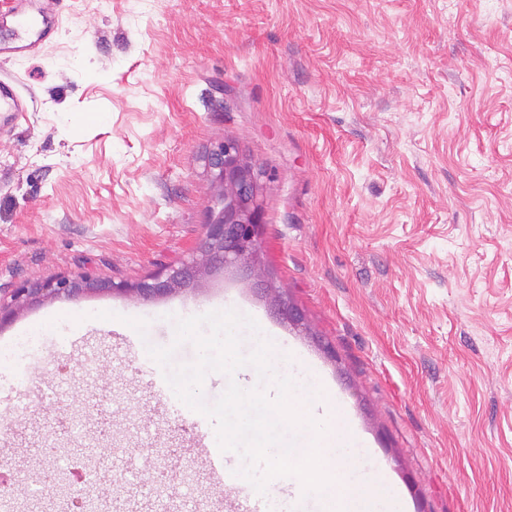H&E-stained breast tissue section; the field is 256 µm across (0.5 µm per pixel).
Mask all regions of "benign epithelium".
Listing matches in <instances>:
<instances>
[{
	"mask_svg": "<svg viewBox=\"0 0 512 512\" xmlns=\"http://www.w3.org/2000/svg\"><path fill=\"white\" fill-rule=\"evenodd\" d=\"M214 194L196 254L188 260L165 267L162 271L136 282L101 281L89 275L28 280L11 291L10 302L0 303V326L12 319L19 307L39 304L65 296L79 298L93 291L134 294L151 299L177 289H194L202 277L215 269L237 266L256 276L255 287L264 292L274 290L259 265L262 209L258 200L259 183L264 171L249 161L238 141L226 136L207 156ZM275 305L289 322L303 321L300 310L280 293ZM68 481L77 488L69 503L70 512H86L92 488L82 480L81 469L68 473Z\"/></svg>",
	"mask_w": 512,
	"mask_h": 512,
	"instance_id": "1",
	"label": "benign epithelium"
}]
</instances>
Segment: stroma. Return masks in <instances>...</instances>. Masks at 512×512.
<instances>
[{
    "label": "stroma",
    "mask_w": 512,
    "mask_h": 512,
    "mask_svg": "<svg viewBox=\"0 0 512 512\" xmlns=\"http://www.w3.org/2000/svg\"><path fill=\"white\" fill-rule=\"evenodd\" d=\"M0 9V65L30 98L0 136V297L86 272L135 282L188 258L212 194L209 151L233 136L265 170L261 261L302 312L290 326L233 269L143 300H46L0 346L76 309L135 314L152 345L169 315L223 307L313 364L364 442L358 471L406 512H512V0H42ZM120 324L60 325L35 359L0 364V489L12 512H63L44 471L88 463L106 420L103 512L156 492L221 498L185 418ZM24 388H16V379ZM84 422L82 434L62 430Z\"/></svg>",
    "instance_id": "1"
}]
</instances>
